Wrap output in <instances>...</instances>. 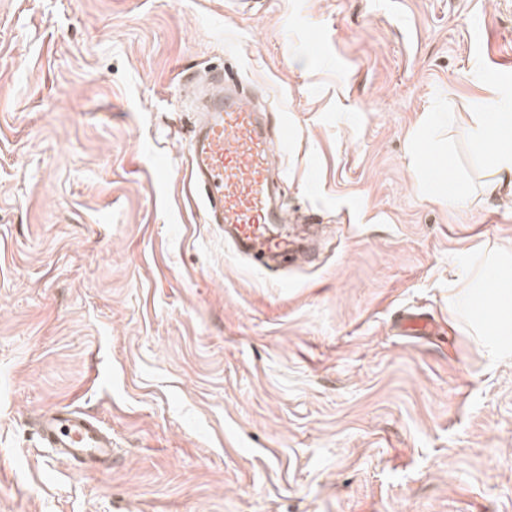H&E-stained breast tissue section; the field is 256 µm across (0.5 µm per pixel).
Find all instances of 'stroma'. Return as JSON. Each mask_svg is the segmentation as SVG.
Instances as JSON below:
<instances>
[{
    "label": "stroma",
    "instance_id": "1",
    "mask_svg": "<svg viewBox=\"0 0 512 512\" xmlns=\"http://www.w3.org/2000/svg\"><path fill=\"white\" fill-rule=\"evenodd\" d=\"M220 67L291 130V265L190 184ZM489 97L512 0H0V512H512V331L448 295L512 276V198L425 188L489 173ZM64 405L110 471L41 447ZM428 193L441 201L464 200L466 191L457 182L453 183V189L448 188V178L444 176L426 182Z\"/></svg>",
    "mask_w": 512,
    "mask_h": 512
}]
</instances>
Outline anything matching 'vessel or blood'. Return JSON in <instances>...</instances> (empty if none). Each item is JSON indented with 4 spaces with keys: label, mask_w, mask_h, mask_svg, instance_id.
<instances>
[{
    "label": "vessel or blood",
    "mask_w": 512,
    "mask_h": 512,
    "mask_svg": "<svg viewBox=\"0 0 512 512\" xmlns=\"http://www.w3.org/2000/svg\"><path fill=\"white\" fill-rule=\"evenodd\" d=\"M211 83L218 92L207 100L189 146L192 187L209 223L223 227L239 254L270 260L286 256L297 242L278 230L285 217L271 145L288 139V126L279 124L277 138H270L267 116L246 102L232 80L218 73ZM39 438L59 458L81 464L112 459L106 430L73 408L44 412Z\"/></svg>",
    "instance_id": "vessel-or-blood-1"
}]
</instances>
